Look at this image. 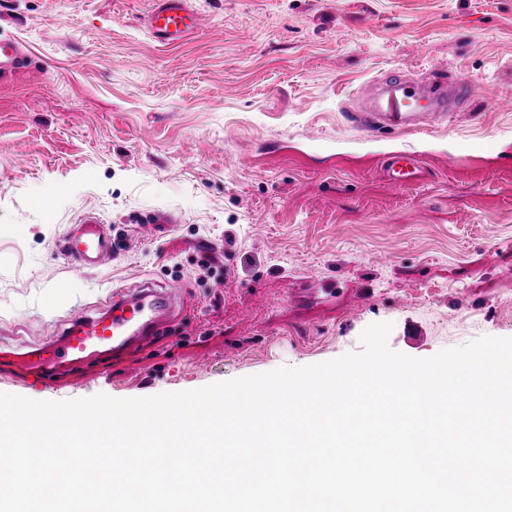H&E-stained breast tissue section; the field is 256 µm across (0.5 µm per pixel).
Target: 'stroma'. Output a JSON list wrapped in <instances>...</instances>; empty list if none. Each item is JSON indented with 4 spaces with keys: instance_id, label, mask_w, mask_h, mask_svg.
Wrapping results in <instances>:
<instances>
[{
    "instance_id": "1",
    "label": "stroma",
    "mask_w": 512,
    "mask_h": 512,
    "mask_svg": "<svg viewBox=\"0 0 512 512\" xmlns=\"http://www.w3.org/2000/svg\"><path fill=\"white\" fill-rule=\"evenodd\" d=\"M200 29L154 39L153 0H0L28 63L0 78V352L94 315L113 288L174 289L154 342L33 386L36 401L181 392L360 351L429 358L512 337V0H193ZM398 72L481 82L407 130L358 119ZM412 152L421 181L392 188ZM112 254L76 270L81 217ZM385 168L389 184L396 189L408 188L419 179L420 163L411 152H399Z\"/></svg>"
}]
</instances>
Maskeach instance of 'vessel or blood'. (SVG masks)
Wrapping results in <instances>:
<instances>
[{"label":"vessel or blood","instance_id":"b4317fda","mask_svg":"<svg viewBox=\"0 0 512 512\" xmlns=\"http://www.w3.org/2000/svg\"><path fill=\"white\" fill-rule=\"evenodd\" d=\"M146 25L155 38L168 45L196 31L199 16L191 0H155ZM26 58L22 42L0 35V75L22 68ZM384 84L385 95L360 118L365 128L379 122L393 128L414 126L444 116L449 94L470 98L482 93L477 82L461 76L451 82L436 77L418 85L392 75ZM386 172L392 187L404 189L418 181L420 163L414 154L402 151L390 160ZM65 252L75 267L99 265L112 252L107 225L96 217H87L66 236ZM177 309L172 291L152 287L148 282L113 290L107 308L93 316L74 317L57 340L26 352L25 365L33 370L35 381L43 383L50 375H64L79 364L120 355L136 343L163 335Z\"/></svg>","mask_w":512,"mask_h":512}]
</instances>
